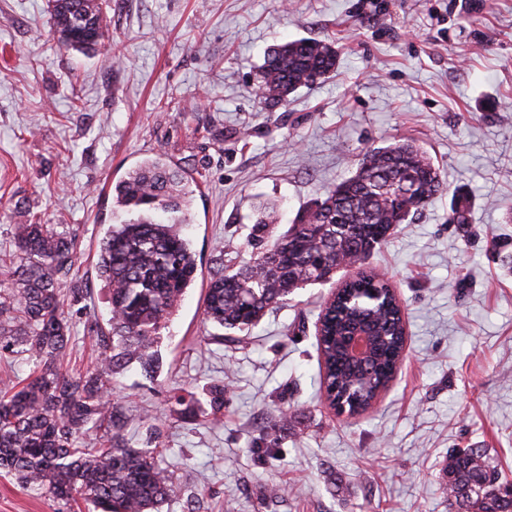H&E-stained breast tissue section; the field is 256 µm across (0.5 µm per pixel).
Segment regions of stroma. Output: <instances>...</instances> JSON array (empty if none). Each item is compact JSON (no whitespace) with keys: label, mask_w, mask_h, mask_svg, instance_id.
<instances>
[{"label":"stroma","mask_w":512,"mask_h":512,"mask_svg":"<svg viewBox=\"0 0 512 512\" xmlns=\"http://www.w3.org/2000/svg\"><path fill=\"white\" fill-rule=\"evenodd\" d=\"M108 49L51 38L47 0H0V209L73 239L67 367L99 363L109 319L96 251L120 219L113 183L164 155L197 185L186 229L197 277L149 377L112 380L130 447L158 445L178 493L161 512H448L454 448L487 449L512 476V0H103ZM328 39L333 77L287 101L260 98L267 50ZM412 141L446 190L365 261L387 275L408 327L404 369L369 411L336 415L319 392L316 324L330 285L298 289L250 331L217 333L203 311L218 269L251 259L253 206L279 230L351 176L367 148ZM470 222L449 223L457 187ZM229 390L174 414L178 395ZM273 453L254 447L280 411ZM281 494L269 495L272 487ZM0 512H88L0 475Z\"/></svg>","instance_id":"obj_1"}]
</instances>
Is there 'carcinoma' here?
Listing matches in <instances>:
<instances>
[{"mask_svg":"<svg viewBox=\"0 0 512 512\" xmlns=\"http://www.w3.org/2000/svg\"><path fill=\"white\" fill-rule=\"evenodd\" d=\"M51 32L60 46L92 49L112 38L102 0H61L48 5ZM325 39L300 38L273 47L260 67L258 91L284 101L320 84L337 65ZM445 190L441 172L409 141L368 148L356 172L314 204L298 209L284 232L276 215L258 207L248 247L252 259L236 271L215 273L205 296L206 319L219 328L245 331L296 290L333 282L338 259L368 258L409 216ZM186 173L162 155L143 161L112 186V198L131 217L113 224L99 245L97 268L110 300V331L97 368L64 369L71 342L66 288L72 243L58 224H38L18 213L14 244L19 265L0 260V351L18 347L36 360L25 379L0 391V469L24 488L68 502L80 499L92 512H160L177 488L161 466L159 448L132 449L118 436L97 448L78 446L93 427L109 432L118 421L110 400L111 377L138 363L146 373L158 363L162 330L169 327L196 264L181 227L187 218ZM470 194L454 191L450 213L469 223ZM316 329L322 361L319 390L333 402L372 407L393 381L404 348L406 323L391 285L373 274L341 283L335 303L321 310ZM355 325L374 340L371 356L350 362L343 340ZM205 396L222 415L224 388ZM448 512H512L509 481L499 475L484 448L448 453Z\"/></svg>","mask_w":512,"mask_h":512,"instance_id":"carcinoma-1","label":"carcinoma"}]
</instances>
